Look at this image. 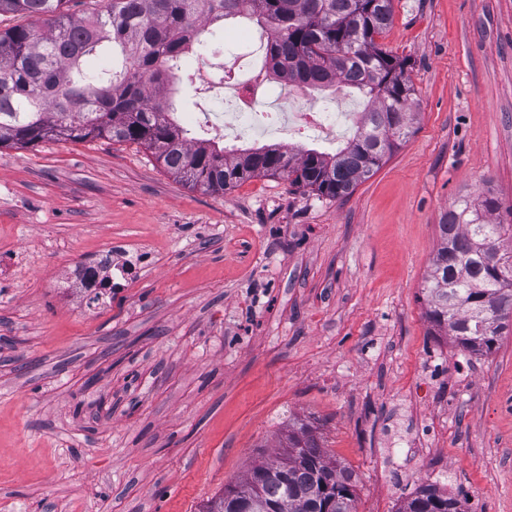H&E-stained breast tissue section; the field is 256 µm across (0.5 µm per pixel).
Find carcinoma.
Masks as SVG:
<instances>
[{"mask_svg":"<svg viewBox=\"0 0 512 512\" xmlns=\"http://www.w3.org/2000/svg\"><path fill=\"white\" fill-rule=\"evenodd\" d=\"M68 2L0 0V15L33 20L0 31V147L44 139L137 143L206 192L285 174L299 190L340 200L411 134L406 61L375 41L391 21L393 0H96L87 18L71 15ZM242 14L271 31L265 62L275 74L368 98L345 147L330 155L264 145L229 155L194 142L172 118L166 90L199 44L200 27ZM102 50L119 53L121 66L81 67L84 56ZM497 207L492 196H465L448 211L425 286L435 335L476 354L491 352L512 326V225L490 220ZM280 447L200 512H357L352 474L327 456L308 424L294 423ZM399 512H462V505L423 484Z\"/></svg>","mask_w":512,"mask_h":512,"instance_id":"carcinoma-1","label":"carcinoma"}]
</instances>
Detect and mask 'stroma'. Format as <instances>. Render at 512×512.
I'll use <instances>...</instances> for the list:
<instances>
[{
	"label": "stroma",
	"instance_id": "35a3bbf8",
	"mask_svg": "<svg viewBox=\"0 0 512 512\" xmlns=\"http://www.w3.org/2000/svg\"><path fill=\"white\" fill-rule=\"evenodd\" d=\"M226 21L225 58L264 60ZM377 41L409 63V139L342 200L256 177L211 194L106 139L0 147V512H199L312 424L358 512L422 484L512 512V332L472 354L435 336L422 292L438 226L493 195L512 224V0H394ZM300 105L366 101L326 90ZM152 268L106 306L50 283L114 238Z\"/></svg>",
	"mask_w": 512,
	"mask_h": 512
}]
</instances>
